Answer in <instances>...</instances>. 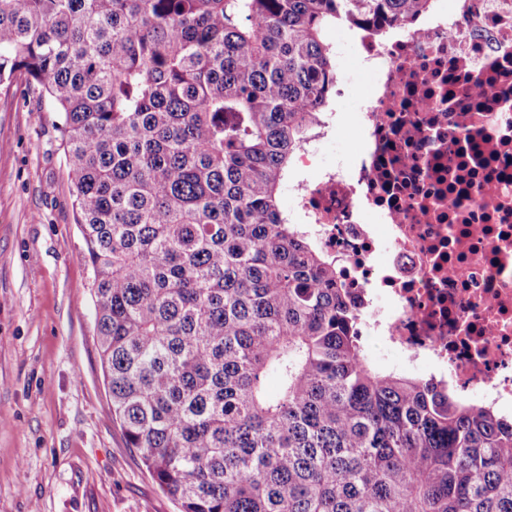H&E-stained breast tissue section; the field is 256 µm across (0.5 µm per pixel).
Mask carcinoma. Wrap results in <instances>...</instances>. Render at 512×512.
I'll list each match as a JSON object with an SVG mask.
<instances>
[{
	"instance_id": "carcinoma-1",
	"label": "carcinoma",
	"mask_w": 512,
	"mask_h": 512,
	"mask_svg": "<svg viewBox=\"0 0 512 512\" xmlns=\"http://www.w3.org/2000/svg\"><path fill=\"white\" fill-rule=\"evenodd\" d=\"M431 7L0 0V83L62 115L112 419L177 512H512V418L375 368L279 201L336 96L323 31Z\"/></svg>"
}]
</instances>
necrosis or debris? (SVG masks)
<instances>
[{"instance_id":"obj_1","label":"necrosis or debris","mask_w":512,"mask_h":512,"mask_svg":"<svg viewBox=\"0 0 512 512\" xmlns=\"http://www.w3.org/2000/svg\"><path fill=\"white\" fill-rule=\"evenodd\" d=\"M361 64L358 153L291 185L301 224L362 334L512 409V0H434Z\"/></svg>"}]
</instances>
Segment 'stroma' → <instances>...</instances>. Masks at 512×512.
<instances>
[{
    "mask_svg": "<svg viewBox=\"0 0 512 512\" xmlns=\"http://www.w3.org/2000/svg\"><path fill=\"white\" fill-rule=\"evenodd\" d=\"M323 38L344 49L339 83L372 81L346 26ZM333 106L322 164L356 148L357 94ZM58 122L23 81L0 85V512H176L112 420Z\"/></svg>",
    "mask_w": 512,
    "mask_h": 512,
    "instance_id": "obj_1",
    "label": "stroma"
}]
</instances>
